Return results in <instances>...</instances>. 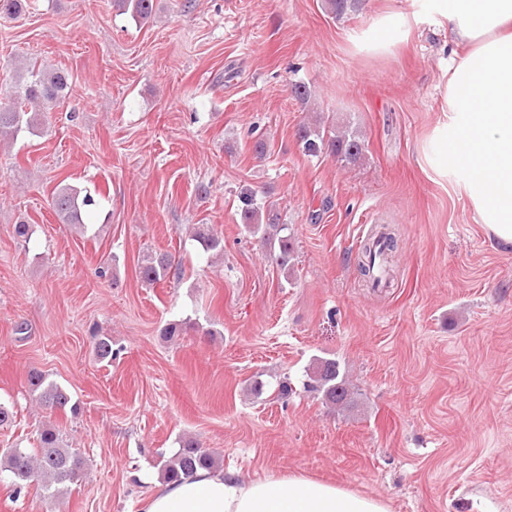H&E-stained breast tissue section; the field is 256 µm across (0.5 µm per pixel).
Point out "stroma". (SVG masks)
<instances>
[{
    "mask_svg": "<svg viewBox=\"0 0 512 512\" xmlns=\"http://www.w3.org/2000/svg\"><path fill=\"white\" fill-rule=\"evenodd\" d=\"M27 3L0 18V107L32 58L68 72L71 93L41 131L0 145V402L15 412L0 453L54 423L89 468L52 499L14 494L0 468V512H138L185 435L245 480L297 472L390 512H512V249L422 152L450 34L423 22L388 54L358 52L376 16L411 0L341 18L325 0H155L145 24L113 0ZM317 116L361 132L357 163L305 153L297 130ZM63 182L100 195L85 229L50 207ZM249 193L292 229L291 271L242 223ZM369 224L397 239L379 291L357 268ZM203 228L223 255L195 240ZM151 251L179 277L145 285ZM179 321L188 330L162 340ZM98 336L112 362L96 359ZM317 357L344 368L348 409L304 390ZM33 368L76 416L36 404Z\"/></svg>",
    "mask_w": 512,
    "mask_h": 512,
    "instance_id": "stroma-1",
    "label": "stroma"
}]
</instances>
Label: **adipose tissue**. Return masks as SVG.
Wrapping results in <instances>:
<instances>
[{
	"label": "adipose tissue",
	"mask_w": 512,
	"mask_h": 512,
	"mask_svg": "<svg viewBox=\"0 0 512 512\" xmlns=\"http://www.w3.org/2000/svg\"><path fill=\"white\" fill-rule=\"evenodd\" d=\"M411 13L378 16L359 50L383 52L421 17L461 46L443 75L442 118L424 144L440 177L458 188L488 238L512 248V0H413ZM140 512H389L385 501L298 474L240 480L200 470L150 491Z\"/></svg>",
	"instance_id": "obj_1"
}]
</instances>
